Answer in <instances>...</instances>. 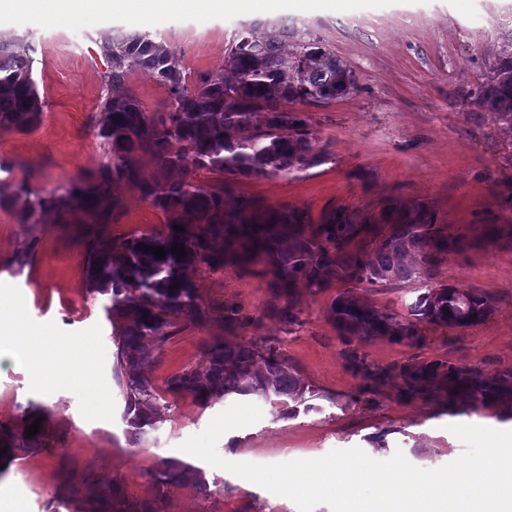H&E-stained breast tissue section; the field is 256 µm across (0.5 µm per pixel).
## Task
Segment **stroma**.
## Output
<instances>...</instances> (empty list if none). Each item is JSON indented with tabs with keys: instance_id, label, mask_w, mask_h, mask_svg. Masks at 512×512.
<instances>
[{
	"instance_id": "stroma-1",
	"label": "stroma",
	"mask_w": 512,
	"mask_h": 512,
	"mask_svg": "<svg viewBox=\"0 0 512 512\" xmlns=\"http://www.w3.org/2000/svg\"><path fill=\"white\" fill-rule=\"evenodd\" d=\"M272 17L305 24L314 38L353 70L358 90L340 100L302 105L317 145L328 163L290 176L237 181L239 193L267 207L288 205L312 221L336 212L360 224H384L395 212L427 206L437 223L466 235V245L449 255L438 279L488 294L494 312L466 329L426 326L416 345L386 340L348 348L326 315L342 282L295 292L300 323L288 326L278 312L285 304L269 278L252 268L214 270L200 265L190 275L209 312L206 322L180 325L148 369L157 388L185 367L197 366L214 338L271 339L282 357L314 391L315 408L292 419H275L261 402V419L225 433L218 452L232 451L247 462L276 464L317 459L335 449H362L386 460L403 451L422 469H436L465 450L449 432L452 424L511 430L503 409L451 414L399 392L394 367L408 361L443 359L484 373L512 369V146L502 131L469 98L498 44L495 18H512V0H358L357 7H329L322 0H281ZM250 11L224 5L199 10L170 8L159 17L128 16L99 8L82 19L42 24L27 20L17 4L0 8V39L31 36L36 46L34 78L43 115L31 131L0 130V185L27 181L49 190L86 177L103 159L96 136L104 95L106 64L96 37L115 26L158 34L183 58L189 83L214 70L238 21ZM120 208L107 228L123 238L164 215L126 185L113 188ZM91 225L53 221L22 224L15 208H0V292L12 301L0 313L11 327L0 332V422L19 418L32 404L46 411L47 445L18 453L0 476V495L21 512H81L83 493L110 483L137 507L154 502L149 470L163 460L198 467L212 494L202 498L191 486L171 490L166 512H298L289 499L180 451L228 406H208L184 397L172 401L157 429L134 445L122 418L123 400L112 374L116 348L104 297H90L84 261ZM27 253L24 265L16 257ZM378 310L406 314L410 284L358 285ZM69 336L74 349H51L47 375L77 367L82 380L58 389L35 386L29 362L16 344L31 331ZM355 351L365 368L384 373L377 394L360 395L364 380L348 364ZM101 412H90L97 396Z\"/></svg>"
}]
</instances>
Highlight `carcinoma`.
Wrapping results in <instances>:
<instances>
[{"instance_id":"cac0c4a2","label":"carcinoma","mask_w":512,"mask_h":512,"mask_svg":"<svg viewBox=\"0 0 512 512\" xmlns=\"http://www.w3.org/2000/svg\"><path fill=\"white\" fill-rule=\"evenodd\" d=\"M96 45L107 63L97 131L106 160L92 177L51 191L34 190L24 181L0 186V207L23 200L21 224H38L47 215L58 224H72L82 216L83 223L104 228L120 205L112 184L123 183L165 216L160 229L123 239L100 230L86 246L89 292L110 300L113 374L134 444L156 428L166 394L189 396L203 407L219 398L261 397L282 419L298 416L301 406L310 409L306 401L313 390L288 366L279 347L266 340L214 338L205 344L198 366L172 374L163 393L155 387L146 369L169 340L168 329L208 317L189 277L198 265L260 268L285 299L280 316L290 326L299 323L293 296L301 283L318 291L343 281L420 285L404 317L377 310L353 290L332 298L326 314L347 345L375 339L416 345L427 325L470 328L493 314L486 294L433 283L448 254L463 250L466 236L436 223L423 205L397 223L375 228L338 220L334 212L315 224L300 209L264 207L238 193L239 178L286 176L325 164L328 151L313 141L304 113L290 105L336 101L358 90L350 67L312 41L306 27L279 18L239 22L224 61L194 88L188 86L180 53L148 32L114 28L100 34ZM34 53V45L23 37L0 40V128L26 132L41 116ZM138 70L165 86L168 109L149 113L135 94L119 90ZM470 98L512 136V29L503 35L487 76ZM142 154L152 159V178L141 172ZM201 172L219 180L202 186L196 181ZM145 245L164 248L165 257L145 251ZM180 248L184 253H178ZM351 366L364 370L362 393H376L385 374L362 368L354 355ZM395 377L405 398L427 399L455 413L497 404L512 420V370L485 374L438 359L404 364ZM40 414L41 408L31 405L17 424L0 423V449L9 447L0 458L42 447L44 428L25 437ZM149 479L160 500L185 484L209 496L201 471L178 460L164 462ZM88 500L99 504L89 512H163L156 503L130 507L116 486L91 492Z\"/></svg>"}]
</instances>
